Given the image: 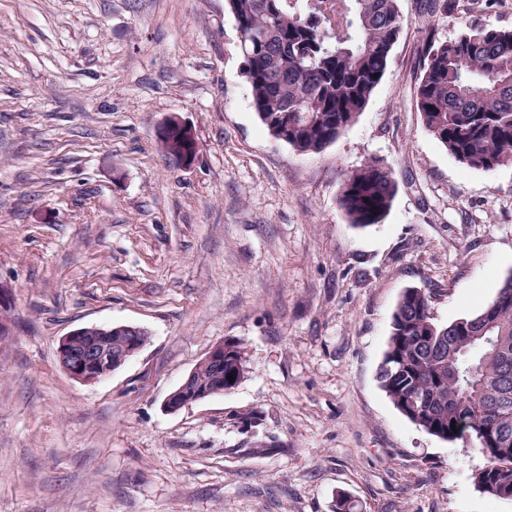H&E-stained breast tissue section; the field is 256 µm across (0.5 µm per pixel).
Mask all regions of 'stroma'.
<instances>
[{"label": "stroma", "mask_w": 512, "mask_h": 512, "mask_svg": "<svg viewBox=\"0 0 512 512\" xmlns=\"http://www.w3.org/2000/svg\"><path fill=\"white\" fill-rule=\"evenodd\" d=\"M399 6L363 112L302 154L258 118L226 0H0V512H336L342 492L357 512H512L475 486V444L428 434L377 379L405 288L449 323L512 275V166L463 167L414 100L425 21L441 41L512 29V0ZM171 114L191 166L157 139ZM373 159L398 192L361 229L339 192ZM118 324L147 344L72 379L61 336ZM223 340L243 380L167 412Z\"/></svg>", "instance_id": "stroma-1"}]
</instances>
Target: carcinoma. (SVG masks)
Wrapping results in <instances>:
<instances>
[{
	"label": "carcinoma",
	"mask_w": 512,
	"mask_h": 512,
	"mask_svg": "<svg viewBox=\"0 0 512 512\" xmlns=\"http://www.w3.org/2000/svg\"><path fill=\"white\" fill-rule=\"evenodd\" d=\"M227 0L259 120L302 153L336 141L367 105L402 27L398 0ZM425 129L469 169L512 166V29L485 23L429 37L417 76ZM397 192L371 160L348 173L339 204L349 222L380 223ZM436 293L407 288L392 315L378 381L399 412L448 442L475 443L478 490L512 501V274L479 312L441 324ZM245 352H224L225 388L245 376Z\"/></svg>",
	"instance_id": "obj_1"
}]
</instances>
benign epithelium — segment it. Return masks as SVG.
<instances>
[{
	"label": "benign epithelium",
	"instance_id": "1",
	"mask_svg": "<svg viewBox=\"0 0 512 512\" xmlns=\"http://www.w3.org/2000/svg\"><path fill=\"white\" fill-rule=\"evenodd\" d=\"M141 328L131 325H116L106 328L84 327L67 333L57 348L58 360L66 373L74 380L93 383L106 378L122 366L141 349ZM97 335V338L79 344L84 334ZM203 361L220 371L213 384L193 385L194 372H189L182 383L166 398L164 408L177 412L185 406L205 400L225 392L224 389V342L213 345Z\"/></svg>",
	"mask_w": 512,
	"mask_h": 512
}]
</instances>
